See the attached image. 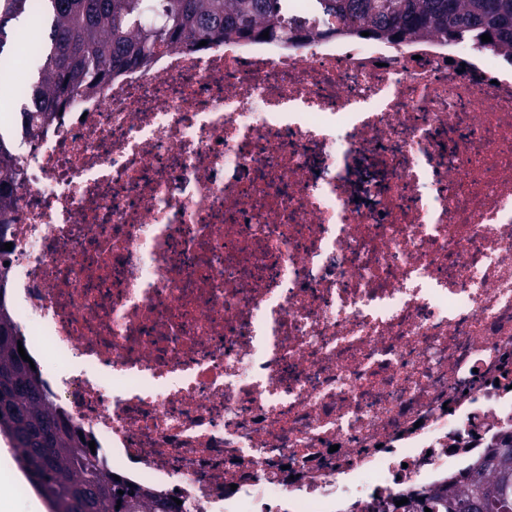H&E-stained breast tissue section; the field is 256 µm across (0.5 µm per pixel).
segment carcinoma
<instances>
[{
	"instance_id": "obj_1",
	"label": "carcinoma",
	"mask_w": 512,
	"mask_h": 512,
	"mask_svg": "<svg viewBox=\"0 0 512 512\" xmlns=\"http://www.w3.org/2000/svg\"><path fill=\"white\" fill-rule=\"evenodd\" d=\"M312 11L332 17L351 35L364 32L390 41L421 35L453 39L467 34L489 42L512 63V0H308ZM293 0H0V58L22 42L38 48L36 74L24 71L30 98L16 123L32 144L52 112L75 93L94 94L133 67L147 68L163 49H198L200 41L268 38L301 46L340 30L310 31L291 14ZM17 151L0 133V240L16 189ZM0 437L13 448L29 485L50 512H183L164 495L115 480L106 461L52 408L48 392L18 353L5 279L0 276ZM124 494H119V491ZM512 512V435L460 480L412 494L404 512Z\"/></svg>"
}]
</instances>
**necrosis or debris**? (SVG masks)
<instances>
[{
	"instance_id": "necrosis-or-debris-1",
	"label": "necrosis or debris",
	"mask_w": 512,
	"mask_h": 512,
	"mask_svg": "<svg viewBox=\"0 0 512 512\" xmlns=\"http://www.w3.org/2000/svg\"><path fill=\"white\" fill-rule=\"evenodd\" d=\"M472 41L161 51L23 155L55 405L189 512H390L512 434V79Z\"/></svg>"
}]
</instances>
